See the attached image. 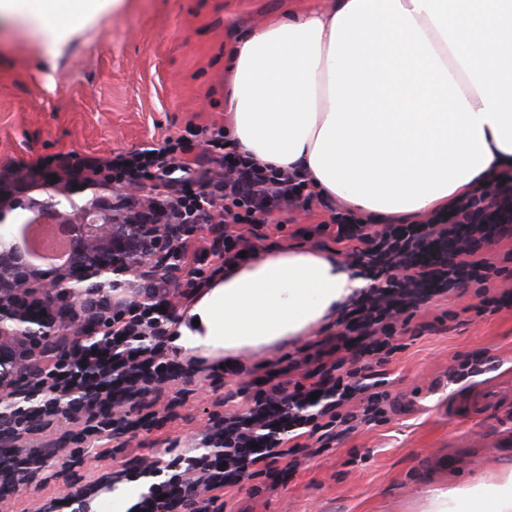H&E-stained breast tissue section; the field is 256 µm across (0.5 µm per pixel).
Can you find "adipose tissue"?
<instances>
[{"instance_id":"ef3b65f1","label":"adipose tissue","mask_w":512,"mask_h":512,"mask_svg":"<svg viewBox=\"0 0 512 512\" xmlns=\"http://www.w3.org/2000/svg\"><path fill=\"white\" fill-rule=\"evenodd\" d=\"M109 0H0L52 43ZM225 136L350 210L405 222L512 170V0H333L266 23L229 54ZM364 279L315 249L225 270L172 341L259 348L322 324ZM428 512H512V473L435 491Z\"/></svg>"}]
</instances>
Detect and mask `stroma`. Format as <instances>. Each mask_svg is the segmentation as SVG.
Masks as SVG:
<instances>
[{
  "instance_id": "stroma-1",
  "label": "stroma",
  "mask_w": 512,
  "mask_h": 512,
  "mask_svg": "<svg viewBox=\"0 0 512 512\" xmlns=\"http://www.w3.org/2000/svg\"><path fill=\"white\" fill-rule=\"evenodd\" d=\"M330 0H111L57 47L9 15L0 16V232L11 233L48 207L72 220L92 210L88 158H110L190 126L224 122L226 51L269 20ZM318 208L290 209L266 248L318 247L300 228L328 221ZM488 351L494 369L430 394L456 355ZM411 412L360 429L277 490L248 501L250 512H426L434 490L512 471V309L464 315L447 332L418 340L391 366ZM166 427L144 433L117 457L89 458L83 473L153 457L166 438L192 441L208 420V384Z\"/></svg>"
}]
</instances>
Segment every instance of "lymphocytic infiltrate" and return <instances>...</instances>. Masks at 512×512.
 <instances>
[{"label": "lymphocytic infiltrate", "mask_w": 512, "mask_h": 512, "mask_svg": "<svg viewBox=\"0 0 512 512\" xmlns=\"http://www.w3.org/2000/svg\"><path fill=\"white\" fill-rule=\"evenodd\" d=\"M200 134L206 148L194 157L179 135L108 160L114 182L163 179L173 246L159 261V276L144 271L119 279L110 295L93 298L92 316L110 329L105 346L92 348L70 333L48 345L22 342L30 368L0 390V510L43 486L58 450L42 434L55 423L77 427L66 456L76 467L100 448L121 453L143 427L174 419L199 373L169 352L178 309L189 307L213 274L255 256L287 224L294 203L330 210V221L308 237L327 238L368 269L369 287L339 308L322 338L249 369L210 368L209 418L195 446L171 441L162 450L165 462L142 468L129 461L89 485L70 475L51 507L89 512L91 497L120 477L162 472L165 480L141 494L135 512H246L239 493L254 498L275 489L301 461L342 444L359 424L380 426L402 411L401 396L391 390L395 356L459 317L448 309L421 320L426 306L470 290L476 317L512 308V290L496 285L512 278V251L493 258L483 251L493 240L512 238V221L490 224L484 213L489 196L512 189V175L447 216L390 224L334 207L301 173L258 165L230 145L223 127ZM176 167L185 180H164Z\"/></svg>", "instance_id": "obj_1"}]
</instances>
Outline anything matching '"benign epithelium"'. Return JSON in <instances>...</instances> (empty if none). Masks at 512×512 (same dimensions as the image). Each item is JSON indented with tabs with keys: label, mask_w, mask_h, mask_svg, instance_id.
I'll use <instances>...</instances> for the list:
<instances>
[{
	"label": "benign epithelium",
	"mask_w": 512,
	"mask_h": 512,
	"mask_svg": "<svg viewBox=\"0 0 512 512\" xmlns=\"http://www.w3.org/2000/svg\"><path fill=\"white\" fill-rule=\"evenodd\" d=\"M65 223L73 226L80 247L56 267L55 277L47 283L34 276V269L14 249L0 247V377L21 366L18 360L5 363V344L27 336L51 342L62 335V325L42 312L64 305L81 314L92 297L112 288V273L141 269L169 246L161 224H114L110 215L90 220L86 214L78 224L68 217ZM119 242H133L135 247L119 249ZM22 292L37 297L38 305L23 308L14 303V296ZM106 333L105 323L99 322L78 330L77 336L81 342L100 344Z\"/></svg>",
	"instance_id": "benign-epithelium-1"
}]
</instances>
